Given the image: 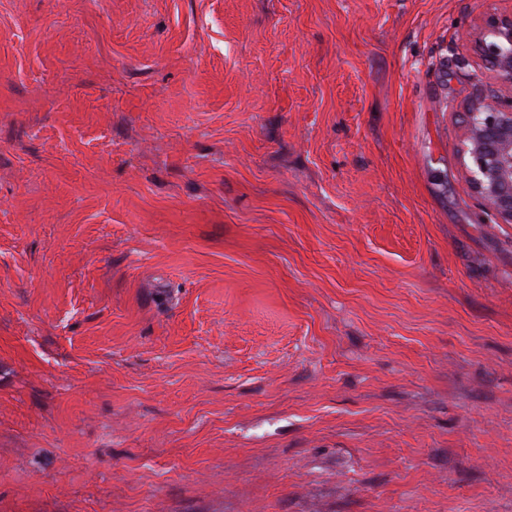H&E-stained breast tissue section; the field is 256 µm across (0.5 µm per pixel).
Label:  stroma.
<instances>
[{"label":"stroma","instance_id":"1","mask_svg":"<svg viewBox=\"0 0 512 512\" xmlns=\"http://www.w3.org/2000/svg\"><path fill=\"white\" fill-rule=\"evenodd\" d=\"M511 12L0 0V512H512ZM492 41L488 42L487 37ZM477 51L497 78L512 89V14H489L476 42ZM466 183L505 222L512 223V106L480 100L467 113Z\"/></svg>","mask_w":512,"mask_h":512}]
</instances>
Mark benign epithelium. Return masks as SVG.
Here are the masks:
<instances>
[{
  "label": "benign epithelium",
  "instance_id": "benign-epithelium-1",
  "mask_svg": "<svg viewBox=\"0 0 512 512\" xmlns=\"http://www.w3.org/2000/svg\"><path fill=\"white\" fill-rule=\"evenodd\" d=\"M477 51L497 78L512 88V14H489ZM466 183L507 224L512 223V106L480 100L467 113Z\"/></svg>",
  "mask_w": 512,
  "mask_h": 512
}]
</instances>
